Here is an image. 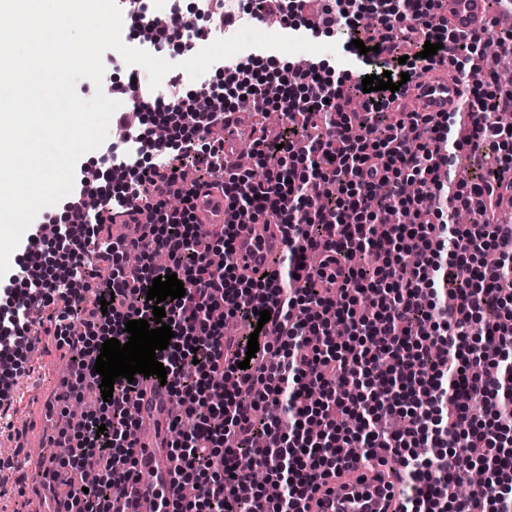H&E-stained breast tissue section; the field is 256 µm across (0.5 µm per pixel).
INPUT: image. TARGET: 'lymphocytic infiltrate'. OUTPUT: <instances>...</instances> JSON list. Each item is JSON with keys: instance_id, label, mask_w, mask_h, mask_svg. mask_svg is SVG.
Listing matches in <instances>:
<instances>
[{"instance_id": "f902f5d3", "label": "lymphocytic infiltrate", "mask_w": 512, "mask_h": 512, "mask_svg": "<svg viewBox=\"0 0 512 512\" xmlns=\"http://www.w3.org/2000/svg\"><path fill=\"white\" fill-rule=\"evenodd\" d=\"M437 8L438 0H323L318 19L362 40V59L379 76L414 77L444 61L465 76L479 70L480 34L449 29ZM411 27L421 40L441 41L437 54L402 64L375 53L378 30ZM147 30L159 53L199 27L172 11ZM345 83L323 62L261 73L249 60L227 72L223 86L171 95L156 118L184 123V140L197 147L192 168H176L172 144L152 129L133 135L155 155L148 173L126 179L123 160L79 170L68 223L31 224L25 257L0 278V299L19 317L12 334L34 348L30 326L45 318V335L70 357L63 386L75 399L98 392L94 364L104 341L127 342V321L153 320L146 299L153 279L173 274L183 282L184 297L164 302L174 336L156 353L168 395L183 409L169 426L177 434L168 443L171 478L181 493L167 512H223L228 501L239 512H301L349 443L368 455L391 452L403 473L401 512H512V407L502 401L512 394V374L496 361L512 345V281L487 259L512 238V224L499 223L495 210L502 174L512 168V130L498 119L512 105V87L495 85L467 111L429 116L391 111L395 93H367L359 82L362 108L349 111ZM243 102L282 115L276 135L252 133L259 181L227 164L223 141L210 137ZM479 141L495 149L481 183L452 181L446 166ZM410 183L418 193H407ZM201 187L223 191L232 221L222 229L197 221L192 199ZM141 208L150 214L146 236L100 244L105 223ZM459 210L477 212L480 222L453 223ZM267 218L284 227L290 246L277 271L254 281L237 272L235 226ZM321 247L346 260L361 251L370 263H349L337 289L327 281L299 285L302 263ZM133 251L139 262L127 263ZM50 252L62 263L47 274ZM461 266L471 270L463 285L455 281ZM264 310L271 318L263 324ZM228 316L260 326L255 357L246 355L247 337L226 335ZM271 335L280 347L268 343ZM480 362L492 363V373H473ZM142 380L117 378L110 401L60 432L70 454L48 477L65 512H112L111 491L139 480L129 409ZM263 406L278 408V419L260 422ZM243 450L277 484V496L233 466ZM89 456L97 469L91 481L108 495L86 490ZM487 459L485 482L459 496L457 486Z\"/></svg>"}]
</instances>
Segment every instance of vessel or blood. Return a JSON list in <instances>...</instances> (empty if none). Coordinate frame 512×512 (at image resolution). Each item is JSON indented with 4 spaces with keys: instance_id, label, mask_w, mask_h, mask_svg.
<instances>
[{
    "instance_id": "vessel-or-blood-1",
    "label": "vessel or blood",
    "mask_w": 512,
    "mask_h": 512,
    "mask_svg": "<svg viewBox=\"0 0 512 512\" xmlns=\"http://www.w3.org/2000/svg\"><path fill=\"white\" fill-rule=\"evenodd\" d=\"M441 15L462 33L481 31L490 21L487 0H442ZM460 80L449 75L447 66L438 65L428 77L407 84L395 104L415 112L456 111L462 99ZM192 203L200 223L222 227L229 220L223 193L206 190ZM288 248L285 234L273 224L260 222L237 227L234 258L240 273L258 278L271 273L273 260ZM134 403L140 417L148 420L136 448L137 467L151 474L148 483H137L115 492V512H157L161 496H173L166 482L171 468L166 448L171 418L166 389L144 382ZM402 485L395 466L386 462L384 451L369 459L349 462L332 477L321 481L305 501L307 512H398Z\"/></svg>"
}]
</instances>
